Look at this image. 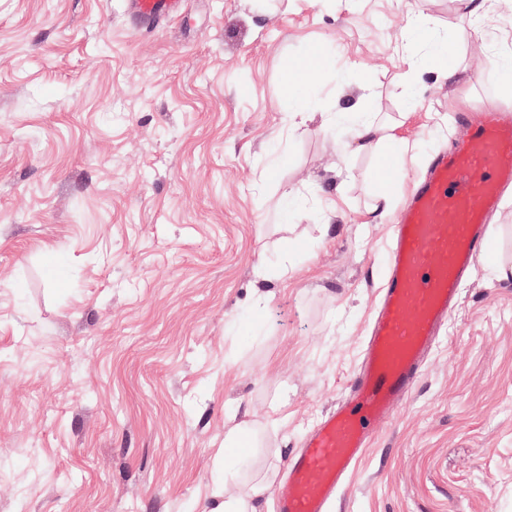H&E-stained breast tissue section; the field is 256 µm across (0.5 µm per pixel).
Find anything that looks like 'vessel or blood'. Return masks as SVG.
Returning <instances> with one entry per match:
<instances>
[{"mask_svg":"<svg viewBox=\"0 0 512 512\" xmlns=\"http://www.w3.org/2000/svg\"><path fill=\"white\" fill-rule=\"evenodd\" d=\"M139 22L175 15L182 0H130ZM512 184V114L490 111L415 183L389 248L381 304L358 375L289 464L278 512H328L370 438L415 383L485 242L487 214Z\"/></svg>","mask_w":512,"mask_h":512,"instance_id":"vessel-or-blood-1","label":"vessel or blood"}]
</instances>
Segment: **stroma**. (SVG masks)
Returning <instances> with one entry per match:
<instances>
[{
	"instance_id": "35a3bbf8",
	"label": "stroma",
	"mask_w": 512,
	"mask_h": 512,
	"mask_svg": "<svg viewBox=\"0 0 512 512\" xmlns=\"http://www.w3.org/2000/svg\"><path fill=\"white\" fill-rule=\"evenodd\" d=\"M415 16L459 80L408 75ZM312 46L343 75L303 111L409 141L397 206L459 115L512 107L507 0H183L148 29L126 0H0V512H208L245 415L242 475L281 486L353 381L397 214H371L352 126L290 124ZM330 512H512V281L487 258ZM336 61L329 59L321 50H312L304 58L289 65L282 85V96L293 99L299 89L311 88L321 81L338 78Z\"/></svg>"
}]
</instances>
